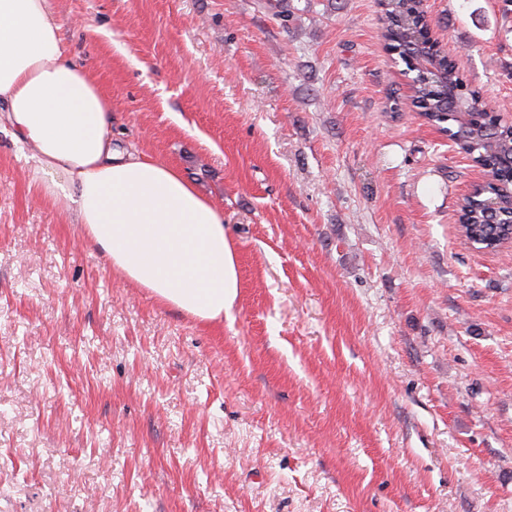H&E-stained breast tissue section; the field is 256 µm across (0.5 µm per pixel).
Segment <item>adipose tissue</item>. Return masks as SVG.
<instances>
[{"mask_svg": "<svg viewBox=\"0 0 512 512\" xmlns=\"http://www.w3.org/2000/svg\"><path fill=\"white\" fill-rule=\"evenodd\" d=\"M0 100L16 140L35 148L40 197L76 213L113 269L153 298L223 321L237 293L223 213L175 167L113 143L110 98L65 57L48 0H0Z\"/></svg>", "mask_w": 512, "mask_h": 512, "instance_id": "obj_1", "label": "adipose tissue"}]
</instances>
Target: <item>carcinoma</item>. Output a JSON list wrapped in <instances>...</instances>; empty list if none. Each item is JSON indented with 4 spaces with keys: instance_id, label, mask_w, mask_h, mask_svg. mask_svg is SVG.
<instances>
[{
    "instance_id": "cac0c4a2",
    "label": "carcinoma",
    "mask_w": 512,
    "mask_h": 512,
    "mask_svg": "<svg viewBox=\"0 0 512 512\" xmlns=\"http://www.w3.org/2000/svg\"><path fill=\"white\" fill-rule=\"evenodd\" d=\"M382 37L388 50L405 65L410 94L391 97L390 110L410 105L425 121L442 131L479 167L495 170L497 181L483 194L463 197L459 221L465 239L474 247L494 251L512 226V167L502 163L512 153V122L496 115L470 117L462 127L456 113L465 112L477 97L456 68L453 56L427 37L429 24L419 0H383Z\"/></svg>"
}]
</instances>
